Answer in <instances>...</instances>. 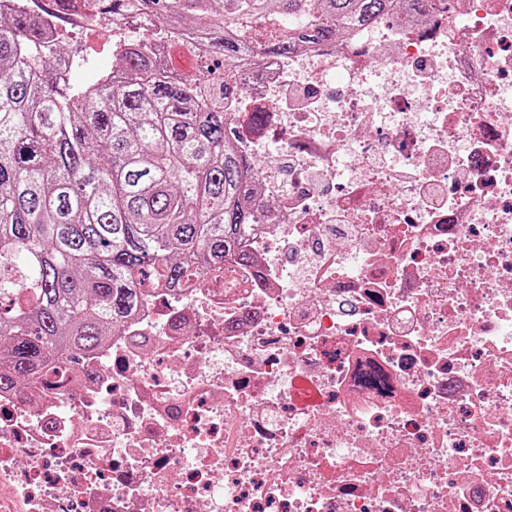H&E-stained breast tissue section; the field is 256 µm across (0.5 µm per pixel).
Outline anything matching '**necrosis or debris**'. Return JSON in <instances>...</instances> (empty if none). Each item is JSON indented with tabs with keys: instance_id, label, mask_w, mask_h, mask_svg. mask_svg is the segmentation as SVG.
<instances>
[{
	"instance_id": "4bbe7bcc",
	"label": "necrosis or debris",
	"mask_w": 512,
	"mask_h": 512,
	"mask_svg": "<svg viewBox=\"0 0 512 512\" xmlns=\"http://www.w3.org/2000/svg\"><path fill=\"white\" fill-rule=\"evenodd\" d=\"M231 84L253 263L0 391V512H512V0Z\"/></svg>"
}]
</instances>
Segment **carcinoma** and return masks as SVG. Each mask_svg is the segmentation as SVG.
Masks as SVG:
<instances>
[{"label":"carcinoma","instance_id":"carcinoma-1","mask_svg":"<svg viewBox=\"0 0 512 512\" xmlns=\"http://www.w3.org/2000/svg\"><path fill=\"white\" fill-rule=\"evenodd\" d=\"M117 16L174 23L210 45L195 78L142 42L112 72L71 86L42 17L0 12V391L56 364L91 360L144 302L143 283L180 289L251 254L258 165L229 135L224 88L257 48L282 57L360 32L398 0H96ZM194 15L198 23L187 24Z\"/></svg>","mask_w":512,"mask_h":512}]
</instances>
